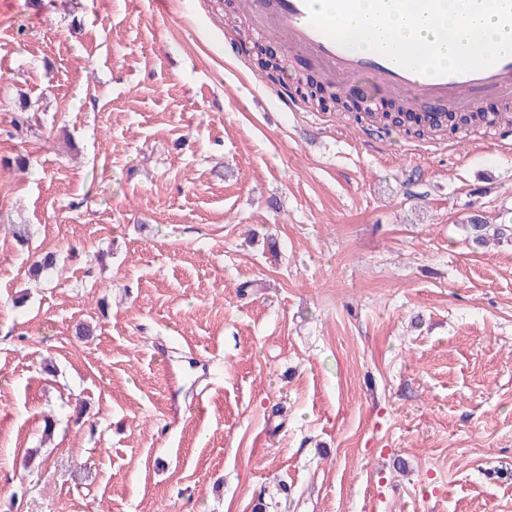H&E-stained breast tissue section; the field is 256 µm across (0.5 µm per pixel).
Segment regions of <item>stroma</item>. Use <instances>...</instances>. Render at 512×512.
<instances>
[{
	"instance_id": "stroma-1",
	"label": "stroma",
	"mask_w": 512,
	"mask_h": 512,
	"mask_svg": "<svg viewBox=\"0 0 512 512\" xmlns=\"http://www.w3.org/2000/svg\"><path fill=\"white\" fill-rule=\"evenodd\" d=\"M247 29L0 0V512H512V241L460 222L512 220V149L374 152ZM468 239L476 246H484L491 240L497 241L512 238L511 224H487L481 215L469 213L463 220Z\"/></svg>"
}]
</instances>
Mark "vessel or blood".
I'll return each mask as SVG.
<instances>
[{
    "label": "vessel or blood",
    "instance_id": "vessel-or-blood-1",
    "mask_svg": "<svg viewBox=\"0 0 512 512\" xmlns=\"http://www.w3.org/2000/svg\"><path fill=\"white\" fill-rule=\"evenodd\" d=\"M244 7L260 33L278 39L293 57L310 60L327 82L348 88L369 77L380 96L425 109L427 123H438L440 110L475 108L486 98L512 103V55L478 71L420 74L376 52L338 44L311 25L305 0H246Z\"/></svg>",
    "mask_w": 512,
    "mask_h": 512
}]
</instances>
